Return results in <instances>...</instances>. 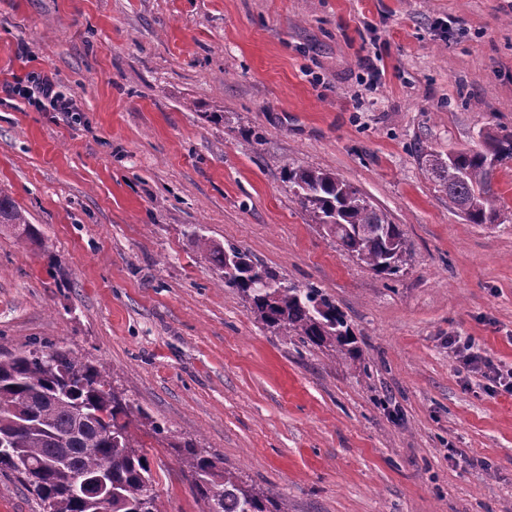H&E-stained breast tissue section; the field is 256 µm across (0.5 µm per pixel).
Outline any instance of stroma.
<instances>
[{
  "label": "stroma",
  "mask_w": 512,
  "mask_h": 512,
  "mask_svg": "<svg viewBox=\"0 0 512 512\" xmlns=\"http://www.w3.org/2000/svg\"><path fill=\"white\" fill-rule=\"evenodd\" d=\"M32 73L77 116L4 91ZM487 127L512 131V0H0V188L41 235L0 232V354L86 355L288 512H512V394L448 347L512 368V223H469L425 172ZM297 166L401 226L397 275L300 208ZM194 230L322 288L361 361L268 328ZM139 435L164 512H203ZM448 346L453 350L464 369L480 375L490 382L493 388L502 387L508 393H512V369L504 372L487 357L475 351L474 341L471 337H449Z\"/></svg>",
  "instance_id": "35a3bbf8"
}]
</instances>
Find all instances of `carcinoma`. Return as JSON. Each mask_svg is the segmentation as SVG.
Masks as SVG:
<instances>
[{
  "instance_id": "1",
  "label": "carcinoma",
  "mask_w": 512,
  "mask_h": 512,
  "mask_svg": "<svg viewBox=\"0 0 512 512\" xmlns=\"http://www.w3.org/2000/svg\"><path fill=\"white\" fill-rule=\"evenodd\" d=\"M481 138V149L455 151L445 159L433 156L426 172L454 207L473 204L465 214L469 223H512V210L495 182L497 169L512 164V131L488 129ZM286 180L299 206L344 251L379 274L401 271L407 248L400 225L358 188L332 172L304 166L288 170ZM0 227L20 241L39 240L36 226L1 190ZM191 242L207 254L222 285L249 300L266 326L334 357L361 360L347 322L321 289L287 283L241 249L225 248L198 232ZM146 425L169 435V447L191 476L205 512H226L228 501L237 512H288L280 496L255 488L234 468L218 467L193 442L176 438L124 399L111 388L103 366L78 352L40 342L0 357V441L15 449L0 458V469L22 478L42 512H164L136 434ZM64 468L83 474L96 491L72 495L61 476Z\"/></svg>"
}]
</instances>
